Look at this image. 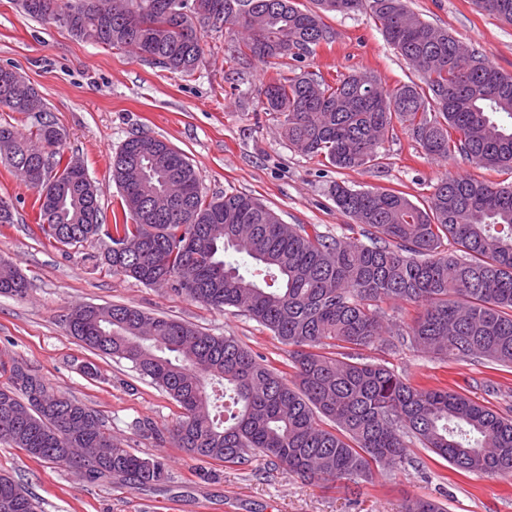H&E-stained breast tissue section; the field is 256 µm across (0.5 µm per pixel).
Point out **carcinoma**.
I'll return each mask as SVG.
<instances>
[{
    "mask_svg": "<svg viewBox=\"0 0 512 512\" xmlns=\"http://www.w3.org/2000/svg\"><path fill=\"white\" fill-rule=\"evenodd\" d=\"M20 0L43 20L53 6L75 36L108 47H131L151 64L191 74L203 62L198 26L209 13L243 30L228 60H256L276 70L262 84L261 111L278 122L288 145L338 169L379 165L378 148L403 125L431 159L459 157L512 170V76L483 54L412 12L404 0H178L180 19L161 0ZM512 23V0H476ZM370 10L385 40L418 72L385 87L358 72L333 83L309 72L288 75L282 60L302 61L333 41L330 14ZM0 106L42 115L38 92L17 76L0 80ZM0 162L27 179L24 154L56 145L55 124L40 120L21 132L0 125ZM121 191L114 223L103 220L98 189L82 165L58 151L47 156L44 183L53 207L35 190L38 230L62 246L97 240L95 268L146 285H167L214 309L235 308L289 347L279 369L233 336L128 305H86L67 324L87 348L125 360L182 409L170 429L176 446L201 463L239 466L266 458L306 482L347 487L373 482L380 466L408 460L419 446L465 474L512 475V417L468 396L421 387L361 350L406 344L439 360L475 359L512 368V183L445 177L422 204L385 189L334 183L336 206L365 241L285 224L242 194L206 199L201 175L182 152L154 136L132 137L112 156ZM176 183L185 215L162 219L153 206ZM24 276L0 262V294L23 298ZM414 303L409 323L385 318L384 303ZM340 348L334 352V348ZM0 370V443L29 457L65 465L85 462V476L134 487L170 479L167 460L143 457L112 437L99 415L60 397L42 376L14 359ZM0 512H42L40 502L0 474ZM400 512H446L430 497L403 501Z\"/></svg>",
    "mask_w": 512,
    "mask_h": 512,
    "instance_id": "1",
    "label": "carcinoma"
}]
</instances>
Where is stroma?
<instances>
[{
	"label": "stroma",
	"mask_w": 512,
	"mask_h": 512,
	"mask_svg": "<svg viewBox=\"0 0 512 512\" xmlns=\"http://www.w3.org/2000/svg\"><path fill=\"white\" fill-rule=\"evenodd\" d=\"M408 7L512 74V24L475 0H406ZM332 44L316 47L302 70L327 81L351 72L375 73L387 87L417 79V72L385 41L369 12L329 15ZM231 30L204 32L203 63L193 74L157 68L127 48L74 36L67 27L24 14L18 0H0V66H13L37 89L46 117L62 132L67 158L84 165L97 186L106 223L119 210L112 155L126 139L146 133L185 154L201 173L207 197L242 193L273 209L283 223L316 224L343 234L349 222L329 194L333 182L357 189L386 187L423 202L442 178L467 175L512 182V171L487 170L455 159L431 160L402 125L380 148L378 167L338 169L290 147L257 89L272 69L257 61L228 63ZM0 199L14 221L0 224V259L28 283L25 298L0 296V360H19L56 394L100 414L112 435L140 456L168 458L172 478L141 490L114 480L92 481L67 467L30 458L0 444V474L38 498L43 512H398L405 498L430 496L446 512H512V476L458 474L424 449L409 462L380 469L373 483L351 489L310 484L264 460L248 466L202 465L176 448L169 431L181 410L167 393L124 360L102 356L69 335L66 316L77 305L124 304L190 323L207 333L236 337L255 355L281 365L287 346L236 309L218 310L170 288L145 285L96 269L84 260L100 243L61 246L37 229L34 192L0 163ZM364 357L386 363L423 387L463 393L512 417V370L486 361L434 360L410 346L373 347Z\"/></svg>",
	"instance_id": "obj_1"
}]
</instances>
